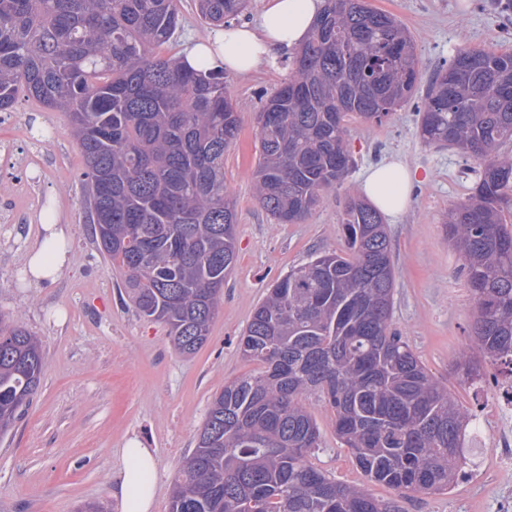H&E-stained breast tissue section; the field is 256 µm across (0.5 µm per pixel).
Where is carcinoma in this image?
Listing matches in <instances>:
<instances>
[{"mask_svg": "<svg viewBox=\"0 0 512 512\" xmlns=\"http://www.w3.org/2000/svg\"><path fill=\"white\" fill-rule=\"evenodd\" d=\"M179 0H0V112L21 93L68 113L85 162L94 242L124 272L139 315L164 323L175 348L206 342L224 276L236 259V211L224 152L240 120L224 69L202 77L159 49L179 27ZM207 24L239 17L247 0H196ZM406 29L367 0H325L288 81L258 115L256 198L278 224H298L353 160L352 117L377 123L419 92ZM429 144L479 160L473 193L448 211L475 304L476 352L512 368V53L462 47L435 72L418 107ZM346 250L291 269L270 288L237 340L260 366L210 402L169 512H399L363 486L314 466L321 431L304 400L333 412V428L369 483L400 498L446 494L467 464L473 415L392 328L395 268L381 214L344 205ZM41 341L0 317V434L38 390Z\"/></svg>", "mask_w": 512, "mask_h": 512, "instance_id": "obj_1", "label": "carcinoma"}]
</instances>
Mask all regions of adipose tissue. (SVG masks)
Returning <instances> with one entry per match:
<instances>
[{"instance_id":"obj_1","label":"adipose tissue","mask_w":512,"mask_h":512,"mask_svg":"<svg viewBox=\"0 0 512 512\" xmlns=\"http://www.w3.org/2000/svg\"><path fill=\"white\" fill-rule=\"evenodd\" d=\"M322 6L323 0H266L258 25H233L193 42L179 62L184 68L203 72L221 66L237 74L250 73L262 64L273 63L277 51L304 44ZM415 178V172L394 157L370 167L360 191L379 212L392 217L406 208ZM42 232L41 240L26 254L25 272L33 288L57 280L74 260L65 225L46 224ZM155 472L151 449L140 447L127 454L115 491L122 512H150L155 485L150 482L142 488L138 482L141 476Z\"/></svg>"}]
</instances>
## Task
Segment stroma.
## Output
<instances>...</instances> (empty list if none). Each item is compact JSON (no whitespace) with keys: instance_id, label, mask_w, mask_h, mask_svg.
<instances>
[{"instance_id":"stroma-1","label":"stroma","mask_w":512,"mask_h":512,"mask_svg":"<svg viewBox=\"0 0 512 512\" xmlns=\"http://www.w3.org/2000/svg\"><path fill=\"white\" fill-rule=\"evenodd\" d=\"M410 32L420 60V81L462 46L512 52V12L495 0H368ZM195 0H180V25L167 49L179 56L192 40L212 35ZM293 50L247 76L225 72L241 130L224 154V183L236 204L238 258L224 280L219 310L204 345L180 354L163 324L141 317L123 288L124 276L96 250L84 208V160L66 113L19 97L0 112V315L20 321L44 348L41 385L17 427L0 439V512H77L86 502L122 512L112 492L123 449L138 441L157 461L152 512H168L173 477L190 455L209 404L225 382L256 371L236 339L268 288L312 255L345 249L340 217L363 173L390 155L417 170L407 210L386 218L396 272L392 326L409 341L430 372L470 411L485 409L488 436L467 444L471 466L444 495L398 501L402 512H512V419L491 412L494 392L512 383V369L484 365L479 379L456 371L472 347L474 302L462 258L445 232V216L466 201L479 163L456 149L425 144L414 104L382 122L350 119L347 144L354 163L336 188L298 224H278L256 199L259 154L257 114L287 80ZM40 132H33V121ZM68 225L74 263L55 283L23 281V253L39 236L40 215ZM309 408L322 433L312 463L348 484L363 483L331 425L330 409Z\"/></svg>"}]
</instances>
